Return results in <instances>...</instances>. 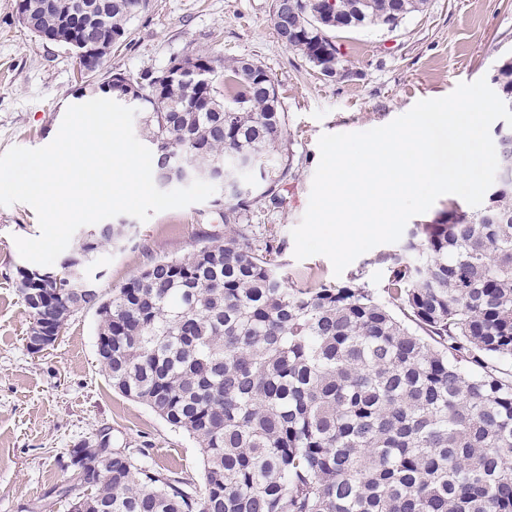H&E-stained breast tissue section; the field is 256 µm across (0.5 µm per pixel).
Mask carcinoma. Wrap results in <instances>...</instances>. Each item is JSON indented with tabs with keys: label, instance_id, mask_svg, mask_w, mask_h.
Returning a JSON list of instances; mask_svg holds the SVG:
<instances>
[{
	"label": "carcinoma",
	"instance_id": "carcinoma-1",
	"mask_svg": "<svg viewBox=\"0 0 512 512\" xmlns=\"http://www.w3.org/2000/svg\"><path fill=\"white\" fill-rule=\"evenodd\" d=\"M146 0H27L31 34L66 49L87 35L129 37ZM427 0H295L282 43L320 75L336 73L335 34L395 30ZM87 19L69 25L79 4ZM209 81L166 72H112V89L140 93L138 134L179 164L223 167L213 200L229 234L178 259L157 258L108 295L93 288L99 359L113 389L191 435L202 455L192 487L138 454L112 453V472L87 469L83 512H512V182L489 205H456L416 224L389 263L383 299L355 283L291 288L280 274L288 241L249 242L243 218L282 203L292 168L286 117L257 62L175 57ZM493 84L512 97V59ZM125 239L99 227L81 254ZM48 306L72 315L66 275ZM31 318L39 309L17 270Z\"/></svg>",
	"mask_w": 512,
	"mask_h": 512
}]
</instances>
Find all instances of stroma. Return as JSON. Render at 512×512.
Segmentation results:
<instances>
[{
    "mask_svg": "<svg viewBox=\"0 0 512 512\" xmlns=\"http://www.w3.org/2000/svg\"><path fill=\"white\" fill-rule=\"evenodd\" d=\"M274 0H148L130 24L109 68L129 74L159 71L171 58L212 53L248 58L274 79L286 115L292 169L280 187L283 202L249 217V240L261 247L269 231L290 236L309 203L322 134L383 126L419 100L450 94L461 82L492 78L512 56V0H429L397 30H354L336 41L347 75L324 80L302 54L283 44L273 24ZM73 52L41 40L18 21L16 0H0V154L49 144L69 106L84 103ZM129 235L99 254V286L111 291L154 258H180L216 239L224 224L210 201L153 214L148 221L121 215ZM40 233L37 215L23 203L0 206V512H68L53 494L69 476V448L107 436L112 449L145 450L152 465L192 483L201 481L195 440L149 407L113 390L96 354L97 315H72L53 346L34 354L26 346L30 317L16 288V238ZM382 244L342 273L375 294L387 280ZM289 286L332 277L328 258H283Z\"/></svg>",
    "mask_w": 512,
    "mask_h": 512,
    "instance_id": "stroma-1",
    "label": "stroma"
}]
</instances>
